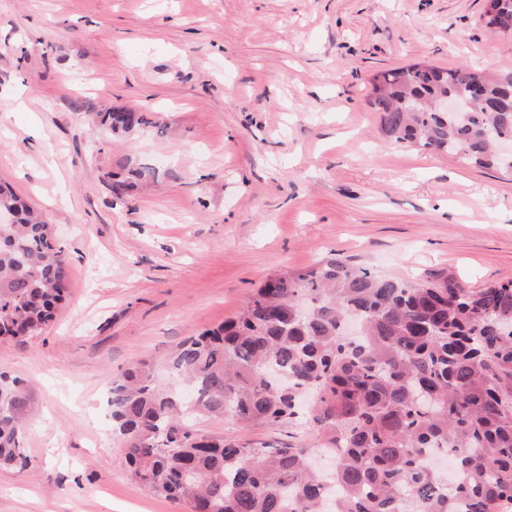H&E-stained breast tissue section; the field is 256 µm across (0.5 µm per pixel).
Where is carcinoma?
Returning <instances> with one entry per match:
<instances>
[{
  "label": "carcinoma",
  "mask_w": 512,
  "mask_h": 512,
  "mask_svg": "<svg viewBox=\"0 0 512 512\" xmlns=\"http://www.w3.org/2000/svg\"><path fill=\"white\" fill-rule=\"evenodd\" d=\"M485 27L512 30V0H485ZM481 100L447 113L448 95ZM512 73L414 63L374 75L369 104L396 144L478 168H512ZM124 138L134 108L98 113ZM149 168L112 174L120 198ZM0 335H40L68 296V260L40 214L0 181ZM36 405L0 371V467H27ZM112 435L130 482L190 512H512V278L478 289L444 269L409 283L332 253L267 277L239 312L112 377ZM243 426L295 421L320 448L250 447L200 433L202 418ZM451 454L453 483L428 457Z\"/></svg>",
  "instance_id": "cac0c4a2"
}]
</instances>
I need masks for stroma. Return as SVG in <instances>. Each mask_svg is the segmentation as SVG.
Masks as SVG:
<instances>
[{
  "label": "stroma",
  "instance_id": "35a3bbf8",
  "mask_svg": "<svg viewBox=\"0 0 512 512\" xmlns=\"http://www.w3.org/2000/svg\"><path fill=\"white\" fill-rule=\"evenodd\" d=\"M484 0H0V179L69 262L41 335L0 342L37 405L0 512H187L135 488L108 383L239 311L268 275L336 252L416 281L512 278V173L386 141L374 74L415 62L512 70ZM112 106L149 123L118 140ZM151 167L130 196L112 171ZM253 446L317 445L292 424L202 421Z\"/></svg>",
  "mask_w": 512,
  "mask_h": 512
}]
</instances>
